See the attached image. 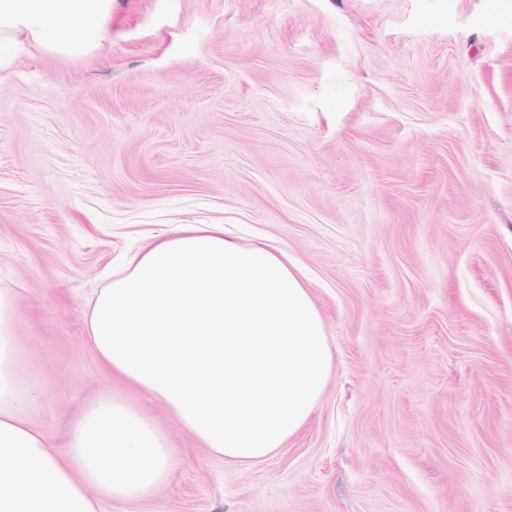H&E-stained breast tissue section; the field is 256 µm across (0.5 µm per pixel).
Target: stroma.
Here are the masks:
<instances>
[{
    "mask_svg": "<svg viewBox=\"0 0 512 512\" xmlns=\"http://www.w3.org/2000/svg\"><path fill=\"white\" fill-rule=\"evenodd\" d=\"M0 73V288L63 446L112 268L190 224L286 252L331 372L233 467L161 404L168 482L101 512H512V0H113Z\"/></svg>",
    "mask_w": 512,
    "mask_h": 512,
    "instance_id": "obj_1",
    "label": "stroma"
}]
</instances>
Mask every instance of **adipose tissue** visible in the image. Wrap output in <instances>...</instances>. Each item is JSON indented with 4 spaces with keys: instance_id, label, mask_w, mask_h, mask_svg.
Returning <instances> with one entry per match:
<instances>
[{
    "instance_id": "obj_1",
    "label": "adipose tissue",
    "mask_w": 512,
    "mask_h": 512,
    "mask_svg": "<svg viewBox=\"0 0 512 512\" xmlns=\"http://www.w3.org/2000/svg\"><path fill=\"white\" fill-rule=\"evenodd\" d=\"M111 15L112 0H0V52L21 40L80 57ZM17 307L0 288V512H98L148 497L174 451L147 403L226 464L263 461L307 423L330 375L323 318L287 256L240 246L220 224L182 227L89 303L88 343L136 400L100 396L57 448L36 419V385L17 370Z\"/></svg>"
}]
</instances>
